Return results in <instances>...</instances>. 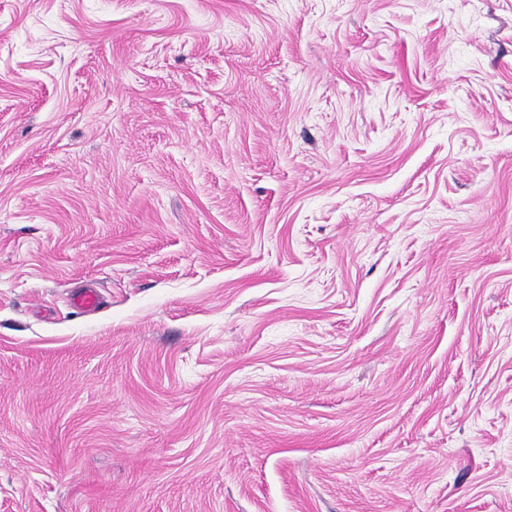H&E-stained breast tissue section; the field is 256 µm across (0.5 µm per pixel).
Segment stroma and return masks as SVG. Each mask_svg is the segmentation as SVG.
<instances>
[{
	"label": "stroma",
	"instance_id": "obj_1",
	"mask_svg": "<svg viewBox=\"0 0 512 512\" xmlns=\"http://www.w3.org/2000/svg\"><path fill=\"white\" fill-rule=\"evenodd\" d=\"M0 512H512V0H0Z\"/></svg>",
	"mask_w": 512,
	"mask_h": 512
}]
</instances>
